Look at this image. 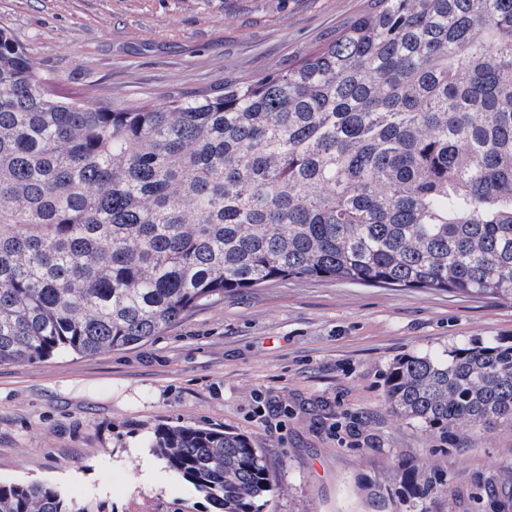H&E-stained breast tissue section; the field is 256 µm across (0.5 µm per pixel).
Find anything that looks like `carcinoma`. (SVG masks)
Returning a JSON list of instances; mask_svg holds the SVG:
<instances>
[{"instance_id": "1", "label": "carcinoma", "mask_w": 512, "mask_h": 512, "mask_svg": "<svg viewBox=\"0 0 512 512\" xmlns=\"http://www.w3.org/2000/svg\"><path fill=\"white\" fill-rule=\"evenodd\" d=\"M302 278L512 299V0H363L285 72L120 109L56 98L0 28V365L131 349ZM385 397L432 432L512 428V341L406 355ZM150 447L209 512H261L246 436ZM0 512L114 509L28 483Z\"/></svg>"}]
</instances>
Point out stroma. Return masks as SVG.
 <instances>
[{"label": "stroma", "instance_id": "stroma-1", "mask_svg": "<svg viewBox=\"0 0 512 512\" xmlns=\"http://www.w3.org/2000/svg\"><path fill=\"white\" fill-rule=\"evenodd\" d=\"M360 0H0L53 93L120 108L284 70ZM512 340V300L290 279L198 308L124 351L0 365V484L51 483L115 512L188 497L149 443L170 424L247 436L263 512H512V430L437 434L393 415L409 353ZM359 436H352V429ZM447 493L417 501L413 475Z\"/></svg>", "mask_w": 512, "mask_h": 512}]
</instances>
